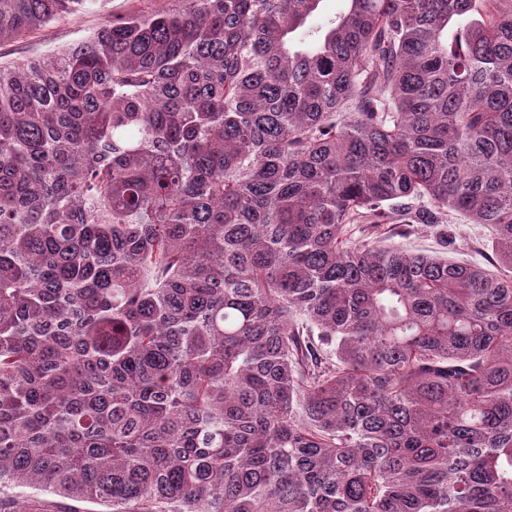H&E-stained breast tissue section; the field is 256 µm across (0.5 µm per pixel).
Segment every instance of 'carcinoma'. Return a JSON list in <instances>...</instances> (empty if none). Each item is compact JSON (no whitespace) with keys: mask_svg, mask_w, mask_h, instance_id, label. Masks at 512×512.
<instances>
[{"mask_svg":"<svg viewBox=\"0 0 512 512\" xmlns=\"http://www.w3.org/2000/svg\"><path fill=\"white\" fill-rule=\"evenodd\" d=\"M320 2L157 0L0 65L1 488L512 508V0ZM92 4L0 0V42ZM450 210L498 268L350 238Z\"/></svg>","mask_w":512,"mask_h":512,"instance_id":"cac0c4a2","label":"carcinoma"}]
</instances>
